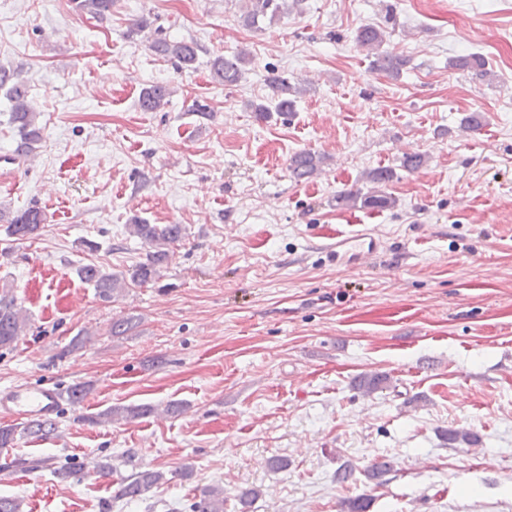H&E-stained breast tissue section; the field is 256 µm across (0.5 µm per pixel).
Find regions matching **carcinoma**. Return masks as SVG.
<instances>
[{"mask_svg":"<svg viewBox=\"0 0 512 512\" xmlns=\"http://www.w3.org/2000/svg\"><path fill=\"white\" fill-rule=\"evenodd\" d=\"M298 4L299 0H246V7L241 19L248 26H256L260 22L275 17L288 10V4ZM75 8L94 17H102L112 12L115 0H74ZM148 33L149 49L157 57L172 62L181 71L191 70L197 60V46L184 39L178 40L171 36L169 28L155 19L142 18L130 29V34ZM356 46L373 56V66L393 79L401 76L408 60L398 54L385 51L384 29L366 24L359 27L354 35ZM248 55L240 50L230 57L218 56L211 65L213 81L224 86L238 82L242 66L247 62ZM459 70L474 72L481 76L487 74L486 61L483 56L472 53L460 56L451 62ZM268 83L272 89V104L254 103L253 111L261 116H269L273 112L286 114L293 111L295 96L302 89L290 82L288 78L271 72ZM10 103L9 121L15 129L18 139L13 150L12 160L26 161L35 155L43 141L42 127L39 125V112L28 99L25 83L19 79V73L0 67V91ZM171 96V88L164 83H155L143 89L139 105L145 112H159L165 108ZM324 157L311 151L295 153L289 164V170L296 181L309 179L320 172ZM394 177L390 168L372 169L366 173L368 182L374 184L372 190L361 193L346 192L338 196L345 203H359L363 207L385 208L392 200L380 190V187ZM45 216L41 208L31 205L22 210L5 211L0 209V222L6 225V246L0 249V257L9 256L11 243L20 240H33L39 236L41 224ZM130 235L140 239L149 247L146 259L132 266L123 273H112L95 263H87L77 268L79 279L95 288L97 295L104 301H110L120 294L128 284L148 285L160 277L162 265L166 261L171 246L182 241L186 236V227L182 224H148L135 219L128 225ZM30 319L21 304L9 291L0 292V349L10 351L19 337L25 335ZM89 387L82 383H73L59 389V395L70 404H80L88 395ZM153 412L149 406H128L123 410L111 408L88 418L92 424H100L118 419L122 415L126 419H134ZM58 432L57 420L32 419L22 429L14 426H0V448H12L17 437L46 438ZM51 466V458L30 456L16 458L5 464V467H17L27 471L41 470ZM165 481V474L159 470H138L118 482L114 498L135 502L145 499L152 488ZM224 488L207 486L199 489L195 500L189 505L190 512H224Z\"/></svg>","mask_w":512,"mask_h":512,"instance_id":"1","label":"carcinoma"}]
</instances>
